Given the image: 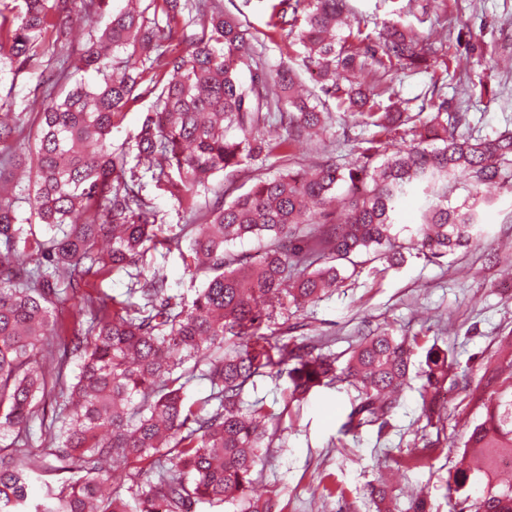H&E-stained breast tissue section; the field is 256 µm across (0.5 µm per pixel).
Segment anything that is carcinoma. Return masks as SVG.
I'll return each mask as SVG.
<instances>
[{"instance_id":"1","label":"carcinoma","mask_w":512,"mask_h":512,"mask_svg":"<svg viewBox=\"0 0 512 512\" xmlns=\"http://www.w3.org/2000/svg\"><path fill=\"white\" fill-rule=\"evenodd\" d=\"M74 2L1 6L0 60L16 72L41 67L67 39L62 20ZM119 2L81 0L85 15L105 25L63 58L57 76L91 71L94 83L82 78L61 98L47 94L25 136L0 114V512H191L200 502L274 512L273 500L248 491L262 449L271 447L268 425L292 406L346 383L357 396L340 433L375 425L381 433L421 349L416 377L431 426L444 410L440 391L467 372L419 336H365L340 366L312 338L263 329L277 309L331 295L356 274L358 256L395 268L407 252L438 259L483 237L497 202L490 189L512 193V132L466 137L465 113L448 109L436 83L415 113L395 101L387 77L429 69L451 32L437 41L394 21L374 37L355 23L349 0H272V26L296 35L302 66L321 92L377 132L349 165L326 159L261 176L226 201L214 179L324 134L333 113L296 92L292 67L268 77L249 26L221 0ZM142 87L155 100L132 144L116 146L112 129ZM391 136L404 145L387 155ZM132 156L158 189L187 206L190 220L178 233L159 238L163 219L129 166ZM20 171L28 174L35 225L19 220L4 193ZM457 180L468 194L453 206L448 191ZM419 191L422 221L403 227L401 240L395 215ZM245 237L264 242L259 260L229 249ZM159 245L204 276L192 302L170 292L164 267L139 271ZM132 268L138 273L124 297L84 295L88 321L68 326L54 316L62 296L90 277ZM196 375L210 393L191 401L186 386ZM260 376L287 380L283 407L244 404L246 385ZM469 396L484 418L462 442L469 462L448 472L450 512L476 485L474 512H512V480L501 481L497 467L512 457V354L499 357ZM49 400L60 412L35 446L25 425ZM49 457L66 477L33 499L29 488ZM114 466L126 470V497L103 491ZM370 497L377 512H393L386 486H371Z\"/></svg>"}]
</instances>
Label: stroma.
<instances>
[{
    "label": "stroma",
    "mask_w": 512,
    "mask_h": 512,
    "mask_svg": "<svg viewBox=\"0 0 512 512\" xmlns=\"http://www.w3.org/2000/svg\"><path fill=\"white\" fill-rule=\"evenodd\" d=\"M422 3L352 0L356 16L372 33L396 7L404 21L429 31L420 20ZM223 5L257 36L267 73L299 64V46L270 24L268 0H223ZM446 25L454 39L443 55L450 75L444 94L451 109L466 113L465 134L485 138L512 130V0H451ZM62 56L59 50L49 52L40 71L0 72V97L9 101L22 127H29L40 111L34 90ZM327 107L334 122L323 141L297 143L290 158L271 167H243L225 179V198L246 192L260 173L271 176L328 156L340 164L355 159L358 140L371 137L373 127L355 125L349 113L337 110L335 100H328ZM489 220L487 238L452 255L433 261L412 256L384 274L379 263L366 264L330 297L303 310L288 309L276 321L306 323L308 335L321 337L325 351L337 355L349 352L371 330L425 336L453 353L468 369L471 383H480L504 338L512 336V195L499 193ZM143 264L165 266L172 293L185 301H192L202 284L186 271L178 252H149ZM354 395L345 384L324 388L285 416L281 438L264 449L254 474L257 495L277 500L283 512H374L368 489L389 472L398 503L407 504L421 488L433 512H448V473L455 468L461 441L481 417L466 392L449 390L446 414L435 426H427L418 394L409 390L386 433L367 426L357 436H344L339 427ZM424 437L440 440V447L429 451L423 467H406L405 458Z\"/></svg>",
    "instance_id": "stroma-1"
}]
</instances>
